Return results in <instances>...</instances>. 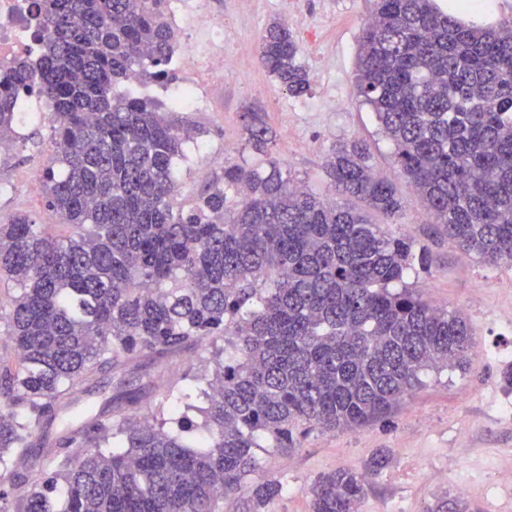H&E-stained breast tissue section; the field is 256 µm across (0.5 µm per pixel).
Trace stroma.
<instances>
[{
    "label": "stroma",
    "instance_id": "1",
    "mask_svg": "<svg viewBox=\"0 0 512 512\" xmlns=\"http://www.w3.org/2000/svg\"><path fill=\"white\" fill-rule=\"evenodd\" d=\"M209 13L224 22V75L199 70L189 50L177 51L174 81L151 80L139 91L167 103L183 85L197 86L201 107L179 112L195 132L190 158L179 172L177 205L191 207L210 180L228 164L249 158L244 114L258 113L275 134L271 150L314 192L327 193L326 161L336 144L360 139L370 163L403 197L391 232L426 248L428 261L408 275L430 304L461 312L473 327L465 370L429 373L390 412L375 422L336 431L311 430L296 448L259 452L260 478L285 481L269 512H309L308 486L339 470L365 471L366 496L360 512H428L437 498L463 497L473 512H512V482L496 472H512V263H488L463 254L432 224L420 198L407 186L369 106L354 92L358 38L371 0H297L288 26L300 47V62L312 76L307 95L295 98L261 67L257 47L269 22L284 17L281 0H205ZM18 135L38 132L41 145L15 143L0 154V223L26 215L38 224L57 223L40 192L31 189L33 172L54 152L48 122L20 116ZM213 361L195 357L149 362L139 415L153 414L162 389L185 375L214 374ZM387 462L368 464L378 454ZM468 484L460 492V484Z\"/></svg>",
    "mask_w": 512,
    "mask_h": 512
}]
</instances>
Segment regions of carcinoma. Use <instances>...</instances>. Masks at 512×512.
I'll use <instances>...</instances> for the list:
<instances>
[{"label":"carcinoma","mask_w":512,"mask_h":512,"mask_svg":"<svg viewBox=\"0 0 512 512\" xmlns=\"http://www.w3.org/2000/svg\"><path fill=\"white\" fill-rule=\"evenodd\" d=\"M167 0H40L36 62L0 76V135L20 95L51 103L54 154L39 175L53 236L25 216L0 224V284L13 289L0 353V501L13 512H224L260 470L258 450L314 428L387 415L426 371L464 368L472 327L406 281L426 255L369 214L402 198L361 140L326 163L340 204L269 157L258 115L246 145L264 162L224 167L195 205L175 206L183 145L162 104L114 93L132 74L172 80ZM263 67L310 88L283 20L259 40ZM356 96L371 108L407 185L463 253L512 263V21L466 25L435 0H373L359 36ZM234 336L241 357L208 342ZM208 354L132 418L141 388L75 413V386L143 358ZM176 424V429L167 424ZM278 480L252 485L267 512ZM310 512H358L364 475L324 474ZM443 497L428 512H468Z\"/></svg>","instance_id":"carcinoma-1"}]
</instances>
